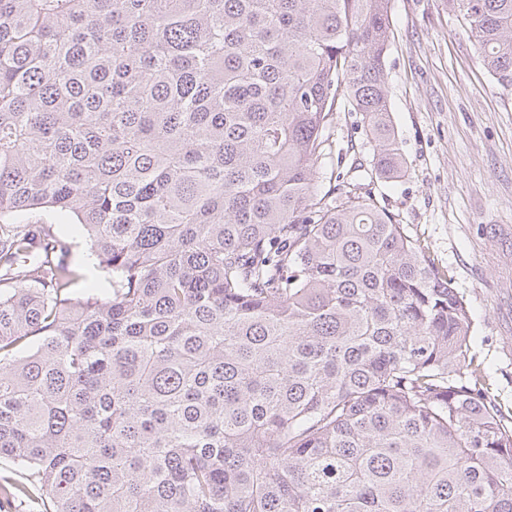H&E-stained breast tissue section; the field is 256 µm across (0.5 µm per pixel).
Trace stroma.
<instances>
[{"label":"stroma","mask_w":512,"mask_h":512,"mask_svg":"<svg viewBox=\"0 0 512 512\" xmlns=\"http://www.w3.org/2000/svg\"><path fill=\"white\" fill-rule=\"evenodd\" d=\"M386 72L391 112L407 164L397 181L375 182L379 206L447 268L473 319L472 351L490 397L512 411V87L483 68L447 0H391ZM319 163V192L366 182L356 163L369 146L348 106L333 114Z\"/></svg>","instance_id":"stroma-1"}]
</instances>
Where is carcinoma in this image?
<instances>
[{
    "label": "carcinoma",
    "instance_id": "carcinoma-1",
    "mask_svg": "<svg viewBox=\"0 0 512 512\" xmlns=\"http://www.w3.org/2000/svg\"><path fill=\"white\" fill-rule=\"evenodd\" d=\"M389 2L0 0V500L512 512L448 272L371 188L315 190L341 103L406 172ZM448 5L512 86V0ZM58 231L69 241L74 242L71 251L66 254L63 260L68 263L71 267L78 268L80 272L85 275L83 280H80L74 287L76 291L83 292L85 288H110L107 283L97 277V273L94 271L91 262L85 254V243L80 237L81 229L77 224H69L68 226H56Z\"/></svg>",
    "mask_w": 512,
    "mask_h": 512
}]
</instances>
